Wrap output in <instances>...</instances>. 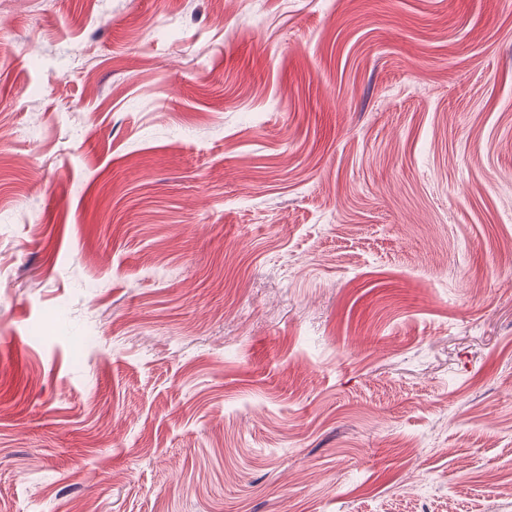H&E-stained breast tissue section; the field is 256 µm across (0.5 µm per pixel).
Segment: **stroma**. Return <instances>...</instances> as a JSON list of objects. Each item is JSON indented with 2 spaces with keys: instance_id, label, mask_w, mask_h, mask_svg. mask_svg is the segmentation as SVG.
I'll return each mask as SVG.
<instances>
[{
  "instance_id": "35a3bbf8",
  "label": "stroma",
  "mask_w": 512,
  "mask_h": 512,
  "mask_svg": "<svg viewBox=\"0 0 512 512\" xmlns=\"http://www.w3.org/2000/svg\"><path fill=\"white\" fill-rule=\"evenodd\" d=\"M0 512H512V0H0Z\"/></svg>"
}]
</instances>
